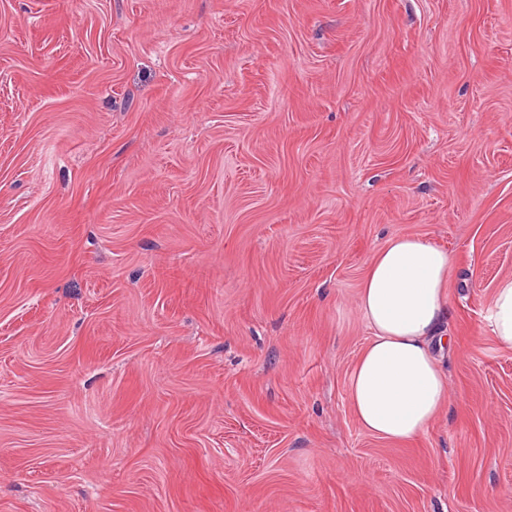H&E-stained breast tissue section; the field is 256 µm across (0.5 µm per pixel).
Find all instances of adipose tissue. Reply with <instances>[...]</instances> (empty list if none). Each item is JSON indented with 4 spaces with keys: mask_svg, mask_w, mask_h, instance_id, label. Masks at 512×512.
<instances>
[{
    "mask_svg": "<svg viewBox=\"0 0 512 512\" xmlns=\"http://www.w3.org/2000/svg\"><path fill=\"white\" fill-rule=\"evenodd\" d=\"M446 251L417 235L391 237L370 259L358 305L372 335L349 379L361 427L407 442L429 427L447 399L433 342L448 315Z\"/></svg>",
    "mask_w": 512,
    "mask_h": 512,
    "instance_id": "obj_1",
    "label": "adipose tissue"
}]
</instances>
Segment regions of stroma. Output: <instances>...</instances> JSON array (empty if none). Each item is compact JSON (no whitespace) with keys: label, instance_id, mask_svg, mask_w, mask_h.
I'll return each instance as SVG.
<instances>
[{"label":"stroma","instance_id":"35a3bbf8","mask_svg":"<svg viewBox=\"0 0 512 512\" xmlns=\"http://www.w3.org/2000/svg\"><path fill=\"white\" fill-rule=\"evenodd\" d=\"M396 235L405 443L348 399ZM509 277L512 0H0V512H512ZM448 253L421 236L391 237L370 259L358 305L372 336L349 379L361 427L407 442L429 427L447 399L434 339L448 316ZM491 329L505 346L512 347V278L502 280L495 293Z\"/></svg>","mask_w":512,"mask_h":512}]
</instances>
